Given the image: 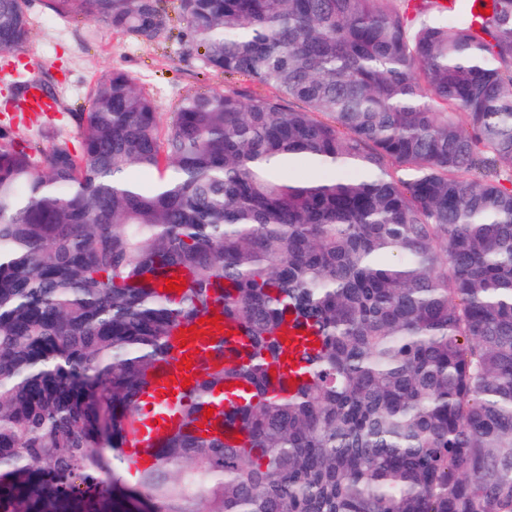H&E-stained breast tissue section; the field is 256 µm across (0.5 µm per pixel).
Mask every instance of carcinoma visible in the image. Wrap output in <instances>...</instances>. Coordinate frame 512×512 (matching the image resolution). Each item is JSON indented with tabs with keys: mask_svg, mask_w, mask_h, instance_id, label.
Wrapping results in <instances>:
<instances>
[{
	"mask_svg": "<svg viewBox=\"0 0 512 512\" xmlns=\"http://www.w3.org/2000/svg\"><path fill=\"white\" fill-rule=\"evenodd\" d=\"M491 2L180 0L188 51L276 95L196 93L162 131L111 72L78 151L0 124V512H512V0ZM26 3L0 0V51ZM50 4L167 28L161 0ZM204 313L245 343L128 487L137 398Z\"/></svg>",
	"mask_w": 512,
	"mask_h": 512,
	"instance_id": "1",
	"label": "carcinoma"
}]
</instances>
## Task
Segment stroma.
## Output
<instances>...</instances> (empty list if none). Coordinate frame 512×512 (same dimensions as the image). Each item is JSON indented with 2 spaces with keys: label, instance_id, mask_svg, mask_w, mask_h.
I'll list each match as a JSON object with an SVG mask.
<instances>
[{
  "label": "stroma",
  "instance_id": "obj_1",
  "mask_svg": "<svg viewBox=\"0 0 512 512\" xmlns=\"http://www.w3.org/2000/svg\"><path fill=\"white\" fill-rule=\"evenodd\" d=\"M169 28L154 41H143L112 31L82 16L62 17L51 11L46 0H28L31 36L20 57L0 52V104L18 81V64L39 72L41 79L61 102L59 109L35 117L16 112V132L40 146H50L54 133H61L71 146L82 137L69 113L83 111L94 84L106 73L122 72L152 98L160 126H167L182 100L190 95L221 89L251 96L271 95V88L252 83L241 75H228L206 68L199 56L183 46L186 22L179 0H163Z\"/></svg>",
  "mask_w": 512,
  "mask_h": 512
}]
</instances>
